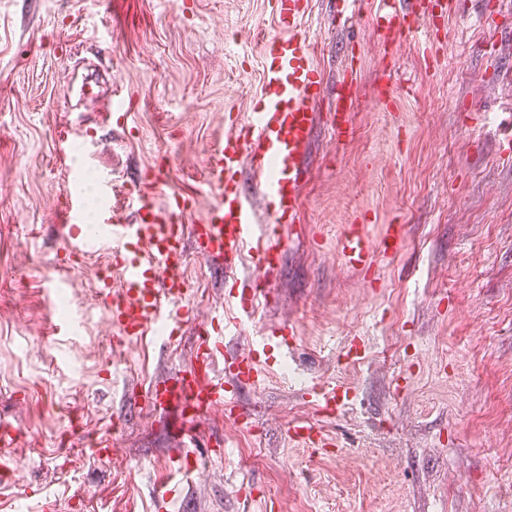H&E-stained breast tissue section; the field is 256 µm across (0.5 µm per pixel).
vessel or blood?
Returning <instances> with one entry per match:
<instances>
[{"mask_svg":"<svg viewBox=\"0 0 512 512\" xmlns=\"http://www.w3.org/2000/svg\"><path fill=\"white\" fill-rule=\"evenodd\" d=\"M307 0H270L280 33L265 37L259 49L265 59L262 94L241 127H229L210 148L206 161L207 186L212 198L202 223L185 226L175 219L184 202L172 198L169 209L155 207L153 200L164 191L161 174L137 190L134 200L140 221L123 224L104 219L105 240L111 244L112 269L118 285L104 283V304L113 326L127 340H134L159 325L180 322L188 312L187 286L183 278L184 235H192L200 254L223 265L234 274L243 263H250L251 275L240 288L228 294L231 316L216 315L225 328L241 330L253 322L260 304L267 302L271 285L267 271L277 262L287 245L286 227L296 223L301 208L300 184L304 175L303 152L313 132L311 102L320 97L323 76L314 63V48L302 32L300 22ZM449 0L430 6L426 0H380L373 18L384 55L377 80L387 90L397 65L398 51L407 41L431 31L434 13H447ZM361 96L355 75H348L336 87L332 132L337 140L350 133V114ZM249 165L268 202L264 224H257L247 193L233 176L242 165ZM82 205L78 194H69L63 208L59 238L65 252L80 256L88 243L77 230ZM404 227L392 225L381 240L369 239L360 225H348L338 247L345 262L357 271L370 270L375 256L396 255L404 240ZM140 250L130 255L128 243ZM294 328L285 325L282 335L264 336L247 350L232 357L224 355V338L208 332L199 334L190 364L173 372L163 382L151 384L145 402L151 408H175L178 436L191 435L195 424L206 414L223 411L226 417L246 420L238 401L242 386L261 387L269 358L295 341ZM309 395L323 401L328 411L343 407L350 391L336 386L330 391L311 387ZM288 439L302 448H327L333 439L317 427L293 422Z\"/></svg>","mask_w":512,"mask_h":512,"instance_id":"1","label":"vessel or blood"}]
</instances>
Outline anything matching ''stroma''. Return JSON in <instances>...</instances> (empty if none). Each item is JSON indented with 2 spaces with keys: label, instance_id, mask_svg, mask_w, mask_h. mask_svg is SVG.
Returning <instances> with one entry per match:
<instances>
[{
  "label": "stroma",
  "instance_id": "35a3bbf8",
  "mask_svg": "<svg viewBox=\"0 0 512 512\" xmlns=\"http://www.w3.org/2000/svg\"><path fill=\"white\" fill-rule=\"evenodd\" d=\"M457 6L428 45L402 47L385 109L370 103L378 0L350 24L310 0L324 86L300 220L267 274L274 298L245 329L291 320L299 334L261 388H240L247 422L210 415L178 458L175 412L142 395L189 363L225 305L223 269L185 238L188 317L128 350L99 294L103 242L68 257L55 222L88 170L108 187L99 209L133 222L131 195L157 167L186 201L179 222L200 223L208 150L225 113L247 116L260 97L257 41L280 28L269 0H0V418L20 434L0 445L16 472L0 512H512V0ZM349 63L361 103L340 146L330 123ZM69 125L84 136L63 163ZM354 221L374 239L406 230L370 275L336 250ZM315 384L352 399L326 415L305 393ZM293 420L336 447L292 446ZM115 421L109 456L83 454ZM175 459L188 476L163 502L154 488Z\"/></svg>",
  "mask_w": 512,
  "mask_h": 512
}]
</instances>
